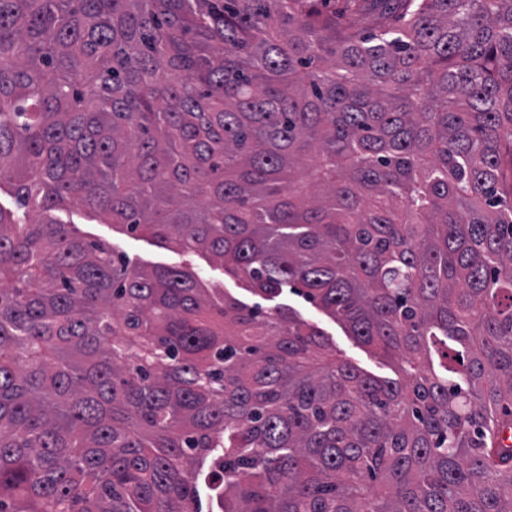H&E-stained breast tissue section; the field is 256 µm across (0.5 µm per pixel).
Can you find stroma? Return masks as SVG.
Returning <instances> with one entry per match:
<instances>
[{"label":"stroma","instance_id":"35a3bbf8","mask_svg":"<svg viewBox=\"0 0 512 512\" xmlns=\"http://www.w3.org/2000/svg\"><path fill=\"white\" fill-rule=\"evenodd\" d=\"M57 217L74 224L85 238L105 243L115 253L125 256L141 267L148 269L156 265L186 267L198 273L207 283L224 289L225 292L247 304H261L267 311L274 310L278 306L290 308L304 320L320 327L334 345L339 357L381 379H394L398 376L394 363L374 349L358 342L342 323L329 317L293 289H285L279 297L262 302L248 290L243 280L225 272L223 267L207 254L173 252L161 248L150 238L128 234L120 225L106 223L96 215L78 207H67L59 211Z\"/></svg>","mask_w":512,"mask_h":512}]
</instances>
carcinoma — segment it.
I'll use <instances>...</instances> for the list:
<instances>
[{
  "instance_id": "cac0c4a2",
  "label": "carcinoma",
  "mask_w": 512,
  "mask_h": 512,
  "mask_svg": "<svg viewBox=\"0 0 512 512\" xmlns=\"http://www.w3.org/2000/svg\"><path fill=\"white\" fill-rule=\"evenodd\" d=\"M506 169L512 0H0V512H512ZM64 222H72L78 232L87 239L100 241L115 253L128 258L144 268L168 265L189 268L198 273L207 283L232 294L241 301L260 304L264 310L273 311L284 306L296 312L304 320L316 324L330 339L339 357L351 362L359 369L381 379H397V366L376 352L358 342L347 328L329 317L323 310L308 302L289 286L273 300L254 296L246 283L224 271V268L208 254L201 252H173L157 246L150 238L128 234L120 225L105 223L85 209L68 205L66 210L52 212Z\"/></svg>"
}]
</instances>
